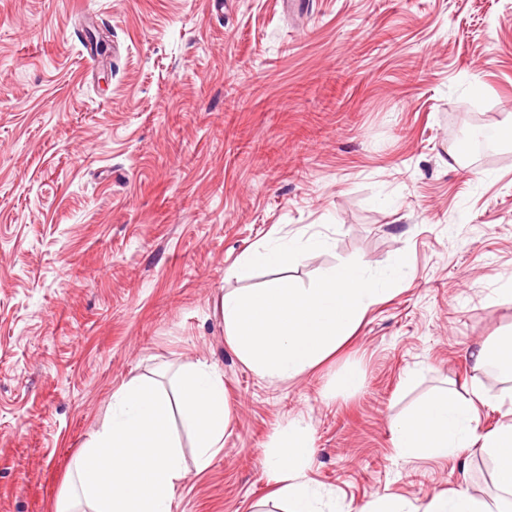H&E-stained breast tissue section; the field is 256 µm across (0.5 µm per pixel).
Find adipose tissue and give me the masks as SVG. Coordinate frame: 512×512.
<instances>
[{"label":"adipose tissue","instance_id":"1","mask_svg":"<svg viewBox=\"0 0 512 512\" xmlns=\"http://www.w3.org/2000/svg\"><path fill=\"white\" fill-rule=\"evenodd\" d=\"M326 245L320 237L272 239L244 253L227 275L245 281L259 268L287 265L301 252ZM175 378L180 420L203 470L223 448L232 423L224 380L201 361L181 364ZM492 399L512 404V386L494 398L478 387L467 398L449 388L437 391L394 419L391 428L393 446L406 460L454 459L462 449L480 446L493 462L494 494L477 497L462 486L419 505L381 496L360 512H512V421L491 431L479 429L478 408ZM169 409L167 395L142 377L114 391L112 418L76 456L55 512H173L184 465L181 445L167 428ZM313 455L311 427L301 416L289 418L266 449L264 465L274 485L270 498L284 503V512H336L306 477Z\"/></svg>","mask_w":512,"mask_h":512}]
</instances>
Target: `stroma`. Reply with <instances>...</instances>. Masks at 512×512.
Returning <instances> with one entry per match:
<instances>
[{
	"label": "stroma",
	"instance_id": "1",
	"mask_svg": "<svg viewBox=\"0 0 512 512\" xmlns=\"http://www.w3.org/2000/svg\"><path fill=\"white\" fill-rule=\"evenodd\" d=\"M223 2L0 0V512H54L113 391L191 361L222 374L234 420L205 471L186 454L174 512H252L298 414L307 477L344 512L494 493L480 448L406 461L391 421L436 388L512 381L472 360L512 334V304L490 303L512 282V146L461 139L512 120V0ZM89 33L111 44L95 62ZM315 235L326 249L251 286L402 255L407 276L336 356L262 379L226 343L225 273Z\"/></svg>",
	"mask_w": 512,
	"mask_h": 512
}]
</instances>
